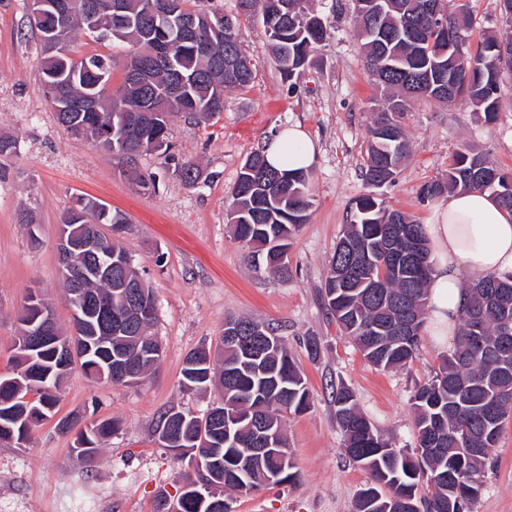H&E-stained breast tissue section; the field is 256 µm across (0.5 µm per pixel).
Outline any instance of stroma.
Returning <instances> with one entry per match:
<instances>
[{"mask_svg": "<svg viewBox=\"0 0 512 512\" xmlns=\"http://www.w3.org/2000/svg\"><path fill=\"white\" fill-rule=\"evenodd\" d=\"M463 2L470 46L499 32V0ZM309 5L328 35L301 77L283 75L260 18L240 17L237 33L252 82L226 91L222 114L208 123L171 114L172 154L144 152L131 165L93 141L72 137L58 122L38 79L42 50L28 27L29 2L0 0V138L16 142L14 152L0 155V376L13 372L17 317L29 293L45 298L59 325H71L56 240L65 212L81 195L126 216L123 243L154 294L153 332L164 348L158 369L133 386L106 385L72 369L60 387L56 418L36 425L26 447L0 444V512H153L157 497L177 498L191 468L156 441V421L171 407L200 415L220 405L218 391L182 388L181 369L190 351L217 344L231 316L275 328L311 397L306 412L284 416L294 478L234 497L232 512H353L370 478L345 454L333 386L349 388L395 448L414 451L410 396L437 372L444 351L424 333L413 362L377 369L340 333L320 296L354 202L368 191L363 172L380 90L355 34L353 0ZM291 123L306 128L319 158L311 171L310 218L289 242L291 275L284 280L252 271L249 250L231 234L225 209L244 159ZM403 126L408 156L378 194L422 224L434 204L421 199V188L445 178L458 153L485 155L512 172V75L502 78L495 119L464 99L443 105L419 98ZM187 160L201 169L192 185L177 172ZM136 171L148 176V184L133 179ZM24 214L29 224L21 223ZM311 338L319 345L314 353L307 347ZM71 413L119 423L94 466L77 459L74 434L56 429L57 417ZM472 512H512V416L490 452Z\"/></svg>", "mask_w": 512, "mask_h": 512, "instance_id": "obj_1", "label": "stroma"}]
</instances>
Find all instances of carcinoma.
<instances>
[{
	"label": "carcinoma",
	"mask_w": 512,
	"mask_h": 512,
	"mask_svg": "<svg viewBox=\"0 0 512 512\" xmlns=\"http://www.w3.org/2000/svg\"><path fill=\"white\" fill-rule=\"evenodd\" d=\"M107 0H91L93 11L73 20L62 32L65 41L79 31L94 34L98 42L118 41L136 56L159 49V29L148 11L158 0H127L128 12L112 18ZM185 16L194 20L195 34L171 52L158 66L157 85L151 93V121L140 131L147 138L168 131L173 112L194 120H209L224 111V91L247 86L253 70L242 66L217 69L227 59L247 58L236 36V18L206 13L182 0ZM307 0H238V13L250 16L261 8L271 49L283 74L299 78L311 53L327 31L318 29ZM356 9L357 35L368 70L381 88L383 103L369 130L366 185L380 189L393 180L407 154L398 117L412 101L428 97L442 104L469 100L488 118L498 109L497 91L504 72H512V19L503 16L504 29L471 51L467 49L465 5L448 11L445 0H434L438 15L429 13V0H363ZM112 57L92 54L80 60L46 53L39 80L47 95L76 99L96 85L100 73L111 68ZM187 78L180 94L168 93L171 72ZM143 96L140 89L121 81L105 96L98 109L84 112L85 135L95 137L105 128L121 131L129 126L133 108ZM487 191L512 211V173L497 168L479 154L460 153L448 167V176L428 184L423 198L436 199L449 191ZM82 220L64 224L76 237L95 223L102 254L129 256L121 235L126 218L95 198L82 197ZM313 206L310 175L304 170L271 167L264 152H252L241 165L227 196L229 224L236 240L253 249L255 266L288 277V267L278 261V249L307 223ZM420 242L421 262L427 263L422 225L409 220L384 200L365 194L356 199L353 220L336 244L328 274L321 285L325 308L340 331L351 339L372 365L386 369L404 367L415 357L419 334L403 327L409 321L423 325L430 269L403 263L410 241ZM89 293L103 306L118 312L125 308L121 292L102 281L86 283ZM49 311L42 300L31 299L19 321L41 320ZM156 308L136 320L124 336L101 330L94 320L83 336H71L75 346L68 369H58L56 339L17 336L14 372L0 377V442L19 443L30 438L39 422L54 415L57 390L74 365L99 382H111L114 356L144 377L156 365L145 354V340ZM512 325V282L484 275L470 287V303L463 312L454 349L430 379L415 387L411 407L417 430V454L407 457L393 448L360 412L353 393L335 389L336 422L348 457L365 469L369 485L358 495L354 512H471L478 498L489 452L496 445L504 420L512 414V338H503L505 324ZM181 386L188 390L217 387L224 403L198 416L175 413V432L183 446L212 459L210 477L215 485L237 494L264 486L274 472L285 469L281 480L294 476L291 453L284 434L283 413L299 414L310 408L306 379L283 341L259 347L255 354L226 343L200 346L186 355ZM269 419L279 432L281 448L273 454H254L259 447L256 422ZM62 433L76 432L73 452L94 463L104 439L116 429L114 420L82 422L78 416L57 422ZM429 486L420 496L422 484ZM155 512H226L220 493L201 504L179 496L157 499Z\"/></svg>",
	"instance_id": "carcinoma-1"
}]
</instances>
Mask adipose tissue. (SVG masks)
I'll list each match as a JSON object with an SVG mask.
<instances>
[{"mask_svg":"<svg viewBox=\"0 0 512 512\" xmlns=\"http://www.w3.org/2000/svg\"><path fill=\"white\" fill-rule=\"evenodd\" d=\"M264 155L274 168L308 171L318 149L301 125L291 124L265 142ZM423 231L431 266L425 329L444 349L464 312L468 278L512 280V211L487 192L457 190L435 206Z\"/></svg>","mask_w":512,"mask_h":512,"instance_id":"ef3b65f1","label":"adipose tissue"}]
</instances>
